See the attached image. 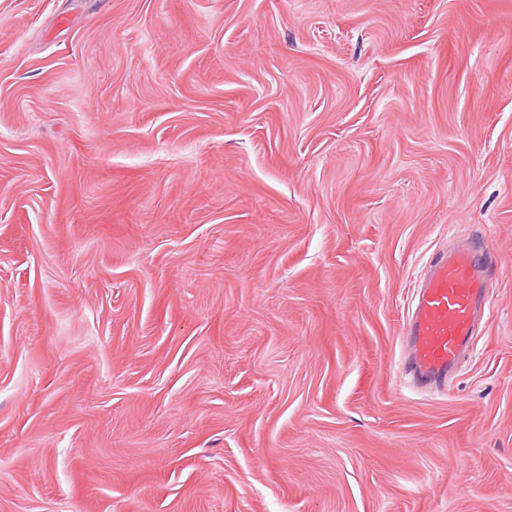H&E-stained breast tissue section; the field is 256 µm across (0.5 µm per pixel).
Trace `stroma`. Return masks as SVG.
<instances>
[{
	"label": "stroma",
	"mask_w": 512,
	"mask_h": 512,
	"mask_svg": "<svg viewBox=\"0 0 512 512\" xmlns=\"http://www.w3.org/2000/svg\"><path fill=\"white\" fill-rule=\"evenodd\" d=\"M0 512H512V0H0ZM490 264L477 236L437 255L419 284L404 331L402 372L433 385L448 381L488 307Z\"/></svg>",
	"instance_id": "35a3bbf8"
}]
</instances>
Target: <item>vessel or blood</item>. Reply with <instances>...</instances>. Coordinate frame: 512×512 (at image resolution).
Returning <instances> with one entry per match:
<instances>
[{
	"instance_id": "1",
	"label": "vessel or blood",
	"mask_w": 512,
	"mask_h": 512,
	"mask_svg": "<svg viewBox=\"0 0 512 512\" xmlns=\"http://www.w3.org/2000/svg\"><path fill=\"white\" fill-rule=\"evenodd\" d=\"M490 264L478 237L437 255L419 284L404 331L402 370L445 384L460 364L488 307Z\"/></svg>"
}]
</instances>
